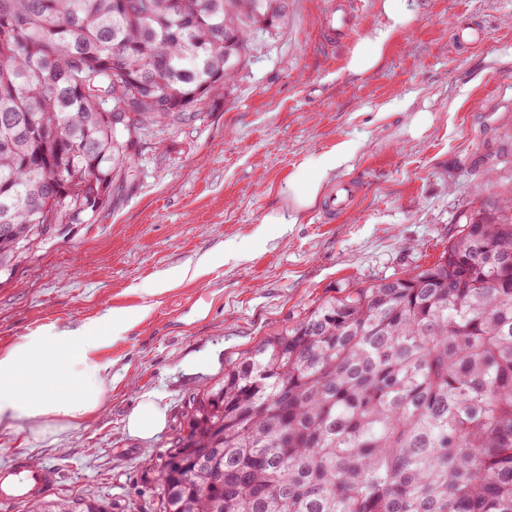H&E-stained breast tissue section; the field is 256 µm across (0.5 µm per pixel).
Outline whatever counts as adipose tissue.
<instances>
[{
  "label": "adipose tissue",
  "mask_w": 512,
  "mask_h": 512,
  "mask_svg": "<svg viewBox=\"0 0 512 512\" xmlns=\"http://www.w3.org/2000/svg\"><path fill=\"white\" fill-rule=\"evenodd\" d=\"M389 23L366 37L349 55L346 68L354 75L375 69L392 36L405 29L410 16L403 0H384ZM350 143L338 145L321 157L310 175L293 189V209L312 206L331 174L352 157ZM103 340L102 326L90 324L80 336H61L56 349H47L43 336L21 338L0 352V432L65 431L100 411L104 366H90L91 355Z\"/></svg>",
  "instance_id": "adipose-tissue-1"
}]
</instances>
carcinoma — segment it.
Wrapping results in <instances>:
<instances>
[{
    "mask_svg": "<svg viewBox=\"0 0 512 512\" xmlns=\"http://www.w3.org/2000/svg\"><path fill=\"white\" fill-rule=\"evenodd\" d=\"M288 0H0V273L92 224L144 132L224 97ZM127 112L112 123V104ZM454 263L319 301L192 398L157 512H512V188ZM35 512H109L98 498Z\"/></svg>",
    "mask_w": 512,
    "mask_h": 512,
    "instance_id": "1",
    "label": "carcinoma"
}]
</instances>
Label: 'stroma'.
Wrapping results in <instances>:
<instances>
[{"label": "stroma", "instance_id": "stroma-1", "mask_svg": "<svg viewBox=\"0 0 512 512\" xmlns=\"http://www.w3.org/2000/svg\"><path fill=\"white\" fill-rule=\"evenodd\" d=\"M326 3L288 0L286 24L222 99L146 131L131 183L95 223L70 225L0 277V351L130 318L94 355L109 366L97 414L63 432H0V468L23 457L54 469L43 500L155 512L144 473L225 365L320 300L434 262L474 208L512 187V0H406L410 25L361 76L346 61L386 25L383 0H361L356 37L331 48ZM472 24L480 43L456 45ZM345 141L354 155L322 193L354 181L355 207L267 223L287 212L289 182ZM148 394L167 421L143 440L126 420Z\"/></svg>", "mask_w": 512, "mask_h": 512}]
</instances>
